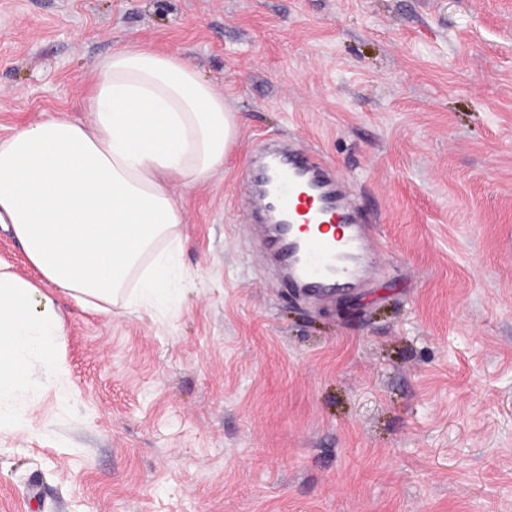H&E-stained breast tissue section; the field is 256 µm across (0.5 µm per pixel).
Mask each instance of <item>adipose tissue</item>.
<instances>
[{"label": "adipose tissue", "mask_w": 512, "mask_h": 512, "mask_svg": "<svg viewBox=\"0 0 512 512\" xmlns=\"http://www.w3.org/2000/svg\"><path fill=\"white\" fill-rule=\"evenodd\" d=\"M90 122L48 118L0 140V227L42 279L80 301L152 308L182 282L172 189L224 163L239 121L188 60L149 47L113 50L85 100ZM55 299L0 262V423L35 374L62 375Z\"/></svg>", "instance_id": "obj_1"}]
</instances>
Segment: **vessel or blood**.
<instances>
[{
  "mask_svg": "<svg viewBox=\"0 0 512 512\" xmlns=\"http://www.w3.org/2000/svg\"><path fill=\"white\" fill-rule=\"evenodd\" d=\"M246 180L285 285L324 299L380 274L385 240L376 220L351 204L344 179L315 152L267 150Z\"/></svg>",
  "mask_w": 512,
  "mask_h": 512,
  "instance_id": "b4317fda",
  "label": "vessel or blood"
}]
</instances>
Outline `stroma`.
<instances>
[{
  "instance_id": "stroma-1",
  "label": "stroma",
  "mask_w": 512,
  "mask_h": 512,
  "mask_svg": "<svg viewBox=\"0 0 512 512\" xmlns=\"http://www.w3.org/2000/svg\"><path fill=\"white\" fill-rule=\"evenodd\" d=\"M177 52L240 132L176 187L180 294L59 299L63 377L0 429V512H512V0H0V139ZM332 163L382 275L315 303L262 259L257 146Z\"/></svg>"
}]
</instances>
